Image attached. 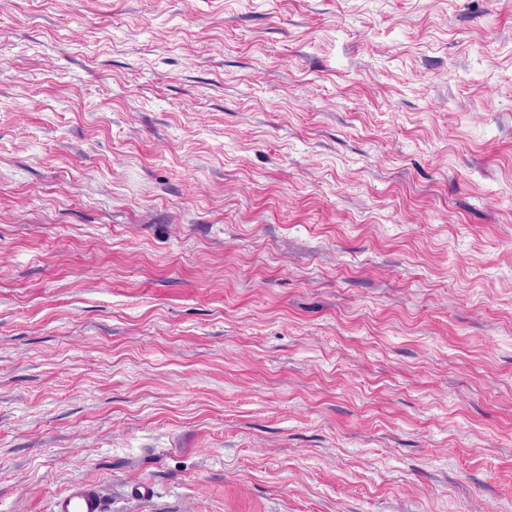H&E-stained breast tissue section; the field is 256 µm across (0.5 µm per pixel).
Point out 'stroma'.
<instances>
[{
    "label": "stroma",
    "instance_id": "1",
    "mask_svg": "<svg viewBox=\"0 0 512 512\" xmlns=\"http://www.w3.org/2000/svg\"><path fill=\"white\" fill-rule=\"evenodd\" d=\"M75 480L512 512V0H0V512Z\"/></svg>",
    "mask_w": 512,
    "mask_h": 512
}]
</instances>
